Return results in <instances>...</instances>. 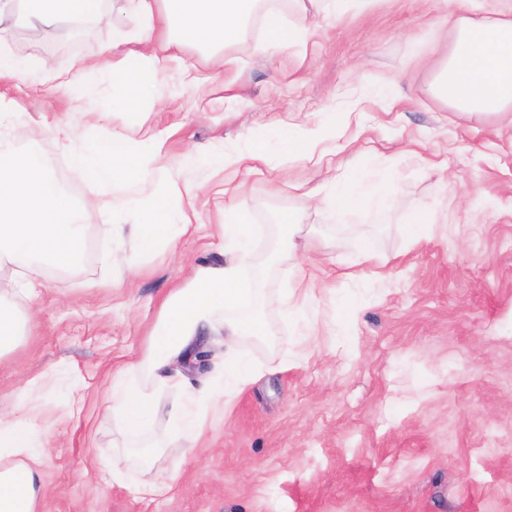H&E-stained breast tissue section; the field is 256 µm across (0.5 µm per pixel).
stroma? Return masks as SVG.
Wrapping results in <instances>:
<instances>
[{
  "label": "stroma",
  "mask_w": 512,
  "mask_h": 512,
  "mask_svg": "<svg viewBox=\"0 0 512 512\" xmlns=\"http://www.w3.org/2000/svg\"><path fill=\"white\" fill-rule=\"evenodd\" d=\"M268 6L306 29L304 46L262 53L254 15L225 47L234 70L185 44L144 76L150 94L136 112L113 107L111 83L88 67L118 32L139 28L136 16L123 15L118 31L89 21L77 41L61 21L0 23L1 46L72 80L0 92L16 113L5 130L13 145L42 155L84 209L83 255L65 271L41 266L38 326L0 362V415L17 412L28 383L40 387L37 424L50 441L42 512H512V132L492 116L455 114L431 91L451 47L449 13L480 17L500 0H370L339 16L323 0ZM89 83L109 128L152 139L173 182L206 180L195 230L175 249L139 256L131 272L100 261L126 216L109 223L86 208L95 190L51 131L67 121L94 139L80 114L65 112L72 87ZM391 83L394 105L379 95ZM298 123L327 127L318 163L294 158L288 127ZM254 139L268 142L257 172L225 165ZM361 166L398 184L383 212L344 219L305 196ZM229 202L253 226L246 277L274 297L297 283L272 253L282 213L312 226L315 248L302 262L318 267L316 333L299 336L295 319L266 307L276 344H240L260 375L209 421L200 448L163 450L166 488L142 494L96 463L103 453L126 466L150 441L113 416L105 373L141 356L160 297L195 267L223 263ZM416 207L436 227L414 244L405 223ZM361 241L382 277L341 276L338 260L355 258Z\"/></svg>",
  "instance_id": "obj_1"
}]
</instances>
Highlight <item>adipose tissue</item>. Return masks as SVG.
<instances>
[{
  "label": "adipose tissue",
  "instance_id": "adipose-tissue-1",
  "mask_svg": "<svg viewBox=\"0 0 512 512\" xmlns=\"http://www.w3.org/2000/svg\"><path fill=\"white\" fill-rule=\"evenodd\" d=\"M99 0H0V15L15 21L49 25L62 18L99 17ZM263 0H126L127 11L145 25L136 35V50L92 61L91 69L110 73L123 90L121 104L134 108L141 78L171 49L186 42L223 46L234 40ZM453 43L439 65L433 94L465 116L494 115L512 127V4L493 15L452 17ZM73 171L104 188L90 206L107 218L131 217L134 251L175 247L191 232L192 217L184 199H195L197 186L180 189L156 164L144 143L127 134L100 128L93 144L70 155ZM142 190L128 195L127 186ZM388 199L371 170L349 168L332 179L321 204L352 216L382 208ZM224 264L197 268L184 286L162 297L159 324L139 361L110 373L112 412L127 429L138 432L159 414L178 423L181 445L198 448L210 416L223 413L235 393L250 384L254 370L238 351L243 337L273 339L264 315L263 289L246 288L244 267L252 259V229L233 208H225L221 227ZM84 252L80 215L63 202L56 181L39 157L13 149L0 135V270L27 262L73 267ZM34 298L33 279H0V360L30 334L37 312L21 308L14 295ZM224 347L212 382L198 389L183 385L178 364L212 343ZM182 389L180 399L160 411L155 392ZM36 385L24 393L22 416L0 419V512H40L45 494L42 457L47 448L36 424Z\"/></svg>",
  "mask_w": 512,
  "mask_h": 512
}]
</instances>
